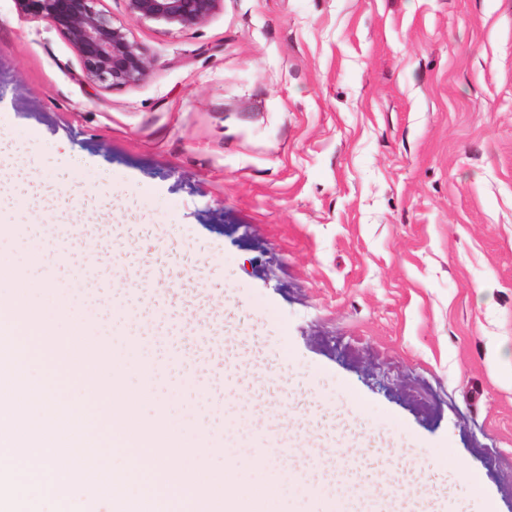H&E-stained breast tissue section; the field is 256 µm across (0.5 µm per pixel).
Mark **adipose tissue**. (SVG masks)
I'll return each instance as SVG.
<instances>
[{"mask_svg":"<svg viewBox=\"0 0 512 512\" xmlns=\"http://www.w3.org/2000/svg\"><path fill=\"white\" fill-rule=\"evenodd\" d=\"M141 197V190L135 187L117 197L78 184L73 174L63 169L40 172L21 143L0 131V214L25 224L29 237L39 246L37 259L24 269L16 271L0 264V313L22 304L33 323L34 336L58 357L78 364L83 376L82 383L62 397L47 388L48 375L42 365L27 366L21 384L13 390L27 403L24 419L15 421L11 406L1 404L0 422L9 424L12 433L0 438V443L41 449L43 469L66 477L73 512H82L86 481L83 462L71 450L70 422L81 418V432H91L90 422L83 418V402L91 397L109 412L118 430L133 431L139 453L173 478L178 499L199 505L220 501L224 512H266L265 503L289 486L309 484L320 489L331 481L332 469L328 466L309 463L296 467L298 452L293 443L307 432L319 434L335 426L348 439L338 450L337 467L353 471L355 477L350 481L348 497L328 501L332 512H360L365 497L373 491L361 476L376 472L395 477L399 490H412L421 512H434V502L440 497L452 501L455 512H470L477 488L464 468L430 459L403 429L371 420L365 404L354 397L340 394L320 404L317 390L303 370L287 364L282 351H270L255 337L231 336L227 345L230 352L239 355L255 354L252 372L262 373L268 385L263 388L255 384L252 372L240 373L233 394L228 396L223 375L214 371L201 374L191 366L161 375L150 364L147 333L166 319L167 310L149 304V289L114 295L98 306L94 317H87L83 298L72 287L79 262L87 258L86 248L77 244L70 247L67 256H59L51 227L108 224L117 210L136 209ZM50 284L65 289L66 294L56 297L53 308L48 309L42 296ZM129 308L136 309L137 318H124L123 312ZM94 325L113 330V337L87 342L85 336ZM133 331L140 334L136 347L116 342V335ZM280 385L285 387L289 400L301 402L297 414L281 423L289 442L268 443L262 454L249 457L233 455L218 443L217 430L244 420L250 428L265 429L255 408L265 403L267 389ZM202 386L222 398L224 415L218 418L209 410L200 411L190 431L193 450H186L178 441L163 440L156 431L140 426L138 414L145 401H154L160 418L166 420L178 400L198 401ZM273 462L278 465L273 481L242 482L244 468H265ZM431 469L443 474V482H426L424 475Z\"/></svg>","mask_w":512,"mask_h":512,"instance_id":"ef3b65f1","label":"adipose tissue"}]
</instances>
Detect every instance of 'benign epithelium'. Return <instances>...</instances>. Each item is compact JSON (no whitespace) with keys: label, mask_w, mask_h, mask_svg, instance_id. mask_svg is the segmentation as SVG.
I'll list each match as a JSON object with an SVG mask.
<instances>
[{"label":"benign epithelium","mask_w":512,"mask_h":512,"mask_svg":"<svg viewBox=\"0 0 512 512\" xmlns=\"http://www.w3.org/2000/svg\"><path fill=\"white\" fill-rule=\"evenodd\" d=\"M19 13L46 21L63 34L80 57L87 83L105 88L131 86L149 73L142 46L112 16L97 8L101 0H14ZM139 21H161L181 28L209 21L224 0H124Z\"/></svg>","instance_id":"1"}]
</instances>
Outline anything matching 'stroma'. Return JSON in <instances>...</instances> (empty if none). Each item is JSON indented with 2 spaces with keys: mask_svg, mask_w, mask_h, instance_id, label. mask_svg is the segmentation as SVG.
Masks as SVG:
<instances>
[{
  "mask_svg": "<svg viewBox=\"0 0 512 512\" xmlns=\"http://www.w3.org/2000/svg\"><path fill=\"white\" fill-rule=\"evenodd\" d=\"M139 84L82 79L69 41L0 0V128L47 166L145 188L135 260L203 266L329 394L403 427L512 512V0H224L180 28L102 0ZM224 353L196 316L179 334Z\"/></svg>",
  "mask_w": 512,
  "mask_h": 512,
  "instance_id": "stroma-1",
  "label": "stroma"
}]
</instances>
